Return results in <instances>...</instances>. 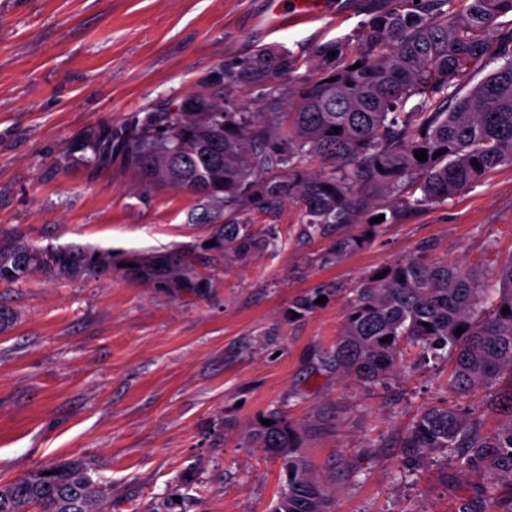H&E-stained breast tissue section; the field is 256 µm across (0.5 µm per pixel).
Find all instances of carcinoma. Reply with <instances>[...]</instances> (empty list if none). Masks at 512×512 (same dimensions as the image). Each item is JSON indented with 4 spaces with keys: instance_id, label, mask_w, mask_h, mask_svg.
<instances>
[{
    "instance_id": "cac0c4a2",
    "label": "carcinoma",
    "mask_w": 512,
    "mask_h": 512,
    "mask_svg": "<svg viewBox=\"0 0 512 512\" xmlns=\"http://www.w3.org/2000/svg\"><path fill=\"white\" fill-rule=\"evenodd\" d=\"M509 13L512 0H380L368 11L357 53L344 41L314 51L321 76L289 91L286 112L278 79L296 59L261 50L224 73L230 86L266 87L258 111L195 93L132 112L118 127H93L81 149L95 163L119 156L146 186L197 197L198 220L216 225L214 245L204 250L226 261L247 262L277 245L274 234L235 218L246 206L271 211L295 203L300 233L310 240L365 220L367 232L338 238L319 255L321 265H334L379 227L371 222L382 215L372 194L399 196V209L383 220L392 223L512 165V28L498 22ZM495 62L496 70L467 87L475 71ZM421 149L425 161L415 158ZM314 160L321 171L310 170ZM196 263L179 251L116 255L91 246L35 249L21 237L0 242L6 284L22 283L36 269L93 278L121 270L175 297L203 296L212 282ZM385 270L354 291L336 343L313 354L317 371L384 387L415 348L448 367L449 393L491 389L505 374L512 386V261L489 278L421 258ZM333 292L324 285L297 297L288 319L306 317ZM496 402L503 420L488 434L477 429L473 407L450 400L427 407L401 448L410 466L437 454L463 472H482L489 512H512V390ZM263 418L271 425L259 424L253 444L281 459L284 475L270 512H334L335 495L301 454L296 426L278 409ZM0 512H112V489L86 460L68 458L0 483Z\"/></svg>"
}]
</instances>
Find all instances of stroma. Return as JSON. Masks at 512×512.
Listing matches in <instances>:
<instances>
[{
	"label": "stroma",
	"mask_w": 512,
	"mask_h": 512,
	"mask_svg": "<svg viewBox=\"0 0 512 512\" xmlns=\"http://www.w3.org/2000/svg\"><path fill=\"white\" fill-rule=\"evenodd\" d=\"M364 2L312 0L286 19L270 0H0V238L197 256L214 230L198 199L145 188L117 157L87 164L85 133L224 94L225 69L262 48L297 58L282 87L315 80L314 50L354 40ZM241 217L275 228L278 246L200 266L205 296L120 271L0 284L12 313L0 328V482L81 457L111 483L112 512H153L175 493L186 512H268L282 463L252 436L278 406L336 489V512H453L462 496L483 512L480 477L440 458L405 472L401 440L447 399V370H406L383 392L312 373L310 356L335 343L351 290L385 266L422 256L486 272L512 260V166L381 225L333 266L318 262L330 238H301L295 204ZM326 284L324 304L288 321L297 296Z\"/></svg>",
	"instance_id": "obj_1"
}]
</instances>
